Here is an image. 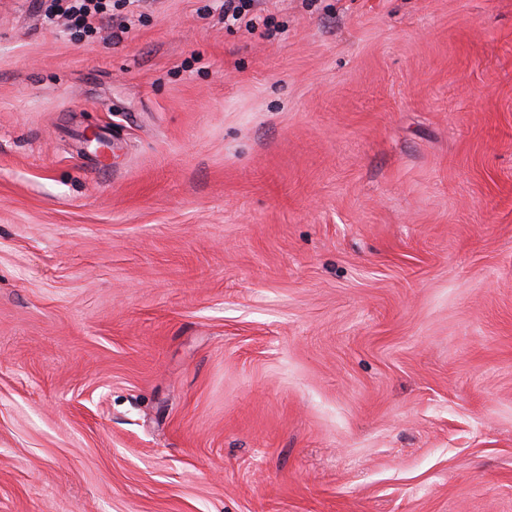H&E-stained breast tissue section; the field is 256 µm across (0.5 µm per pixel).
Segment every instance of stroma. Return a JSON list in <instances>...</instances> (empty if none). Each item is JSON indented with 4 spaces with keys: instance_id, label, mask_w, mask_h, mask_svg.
Listing matches in <instances>:
<instances>
[{
    "instance_id": "35a3bbf8",
    "label": "stroma",
    "mask_w": 512,
    "mask_h": 512,
    "mask_svg": "<svg viewBox=\"0 0 512 512\" xmlns=\"http://www.w3.org/2000/svg\"><path fill=\"white\" fill-rule=\"evenodd\" d=\"M221 5L0 0V512H512V0ZM71 1L63 11V16L70 26H80L90 32L99 30L111 23L112 16L106 11L107 4L102 0H68ZM92 20L94 22H92ZM93 23L97 26L93 27ZM255 0H224L223 13L224 25L227 27H245L249 31L259 28L260 23H264L265 19L260 14H250L249 9Z\"/></svg>"
}]
</instances>
